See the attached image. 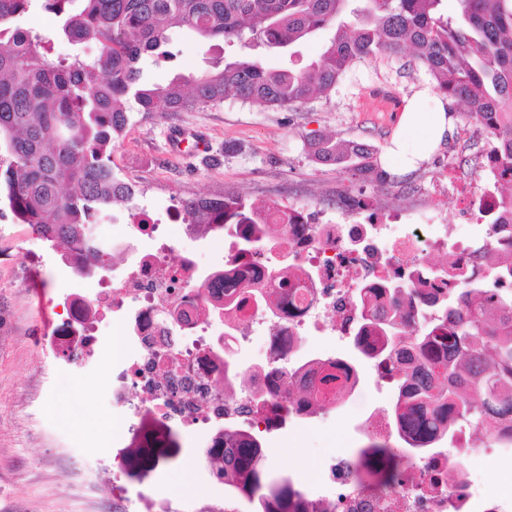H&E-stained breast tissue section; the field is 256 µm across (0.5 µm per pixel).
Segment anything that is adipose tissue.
<instances>
[{"instance_id": "1", "label": "adipose tissue", "mask_w": 512, "mask_h": 512, "mask_svg": "<svg viewBox=\"0 0 512 512\" xmlns=\"http://www.w3.org/2000/svg\"><path fill=\"white\" fill-rule=\"evenodd\" d=\"M455 122V117L443 109L428 114L419 112L416 99H409L384 150L385 164L402 174L417 169L452 136Z\"/></svg>"}]
</instances>
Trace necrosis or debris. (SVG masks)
<instances>
[{"instance_id": "1", "label": "necrosis or debris", "mask_w": 512, "mask_h": 512, "mask_svg": "<svg viewBox=\"0 0 512 512\" xmlns=\"http://www.w3.org/2000/svg\"><path fill=\"white\" fill-rule=\"evenodd\" d=\"M288 213L296 222L275 247L292 267L291 285L277 291L270 288L272 259L240 257L241 229L224 234L218 270L230 281L224 288L213 284V271L192 254L171 262L167 228L184 225L181 211H169L163 223L131 224V234L152 239L153 247L135 251L128 236L112 237L108 246L117 260L111 279L92 296L66 293V314L48 332L51 345L73 372L94 363L100 351L117 354L123 371L112 382L113 408L148 430L177 416L184 425L207 430L212 448L223 447L226 425L243 424L257 434L276 426L278 405L257 401L269 386V372L282 370L305 384L334 366L348 375L340 394L348 401L359 387L358 373L338 356L302 355L307 335L340 341L356 335L355 297L369 291L377 308H385L384 282L424 274L432 251H447L449 269L473 267L470 240L456 225L441 223L435 211L386 224L312 219L293 207ZM242 277L267 292L266 301L237 308L232 283ZM225 329L237 346L260 341L267 374L256 387H232L235 371L221 339ZM245 405L253 408L247 418L239 412ZM488 457L512 467L511 446L477 448L459 462L447 449L432 448L413 455L384 486V461L374 449L356 455L339 448L321 469L323 493H306L301 512H512V483L478 480Z\"/></svg>"}]
</instances>
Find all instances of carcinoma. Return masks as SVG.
Returning <instances> with one entry per match:
<instances>
[{
    "label": "carcinoma",
    "instance_id": "obj_1",
    "mask_svg": "<svg viewBox=\"0 0 512 512\" xmlns=\"http://www.w3.org/2000/svg\"><path fill=\"white\" fill-rule=\"evenodd\" d=\"M43 2L60 18L59 33L77 51L51 57V39L21 26V18ZM0 0V200L18 223L27 224L62 259L80 248L74 273L90 277L104 265L91 225L131 202L135 188L112 168V141L131 121L129 100L144 116L182 112L228 97L243 103L296 110L326 95L349 68L367 57L398 54L410 47L415 60L445 99L463 102L487 148L489 168L512 175V0ZM185 27L203 43L221 41L246 49L224 57L198 77L178 76L165 87L142 80L140 60L169 56V30ZM331 36L318 58L304 66L267 69L260 50L295 48L314 33ZM97 46L93 57L82 49ZM313 161L344 166L384 187L363 143L318 135L309 141ZM186 223L207 234L227 224L246 227L250 254L262 257L271 241L264 206L239 198H190L181 202ZM512 225V197L498 196L486 218L480 252L494 248L481 273L459 271L448 291L425 300L420 288L388 287L389 306L379 312L361 295L362 320L378 346L356 350L385 365L395 396L389 413L407 419L417 406L434 421L415 424L417 444L370 447L393 467L407 448L455 438L468 428L493 448L512 425V251L500 244L503 217ZM300 394L310 414L333 407L319 389ZM224 464L213 475L256 512H295L292 481L276 477L268 449L240 428H224Z\"/></svg>",
    "mask_w": 512,
    "mask_h": 512
}]
</instances>
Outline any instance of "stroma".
<instances>
[{
	"label": "stroma",
	"mask_w": 512,
	"mask_h": 512,
	"mask_svg": "<svg viewBox=\"0 0 512 512\" xmlns=\"http://www.w3.org/2000/svg\"><path fill=\"white\" fill-rule=\"evenodd\" d=\"M169 36L173 61L147 56L140 62L149 83L165 85L175 75L198 74L224 58L222 42L200 45L185 28L172 29ZM432 84L408 51L355 63L328 96L294 112L231 98L148 118L136 112L112 146V167L135 186L134 205L155 218L192 197H240L311 208L335 206L337 196L348 195L376 202L388 212L433 205L449 211L453 204L438 191V184L487 183L484 139L474 123L462 119L463 105L455 107L460 117L454 135L418 171L386 188L336 166L315 163L307 147L314 135L333 133L382 152L407 100ZM178 128L205 132L208 156L172 155L167 134ZM169 234L177 248L196 250L201 265L215 264L224 256L223 233L203 237L174 227ZM29 248L44 255L40 289L21 282L18 266L0 265V512H156L162 504L170 512H199L204 505L223 503L229 491L198 456L203 440L199 429L172 419L177 447L146 442L130 459L125 452L128 420L116 412L110 429L99 426L96 418L108 408L109 385L119 371L116 357L102 355L97 375L75 383L71 396L53 392L46 371L60 360L44 334L45 326L62 313L66 289L92 293L98 279L75 275L29 225L0 226V253L19 258ZM306 348L312 354L333 350L355 360L361 379L349 404L265 435L274 472L313 491L325 455L362 446V412L388 409L392 391L350 343L311 336ZM63 441L69 445L65 453L58 448ZM119 460L124 463L125 494L113 501L96 482Z\"/></svg>",
	"instance_id": "1"
}]
</instances>
